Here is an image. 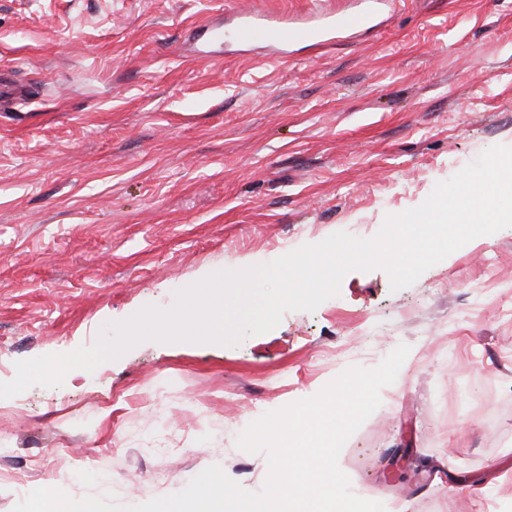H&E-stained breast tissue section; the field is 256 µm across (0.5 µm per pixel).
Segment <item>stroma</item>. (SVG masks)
<instances>
[{
  "label": "stroma",
  "instance_id": "stroma-1",
  "mask_svg": "<svg viewBox=\"0 0 512 512\" xmlns=\"http://www.w3.org/2000/svg\"><path fill=\"white\" fill-rule=\"evenodd\" d=\"M315 0H0V382L93 345L221 271L345 231L369 238L484 150L512 146V0H399L378 30L285 64L184 44L217 7ZM410 353L348 439L351 492L386 512H512V227L392 290L353 271L315 311L239 345L142 341L0 399V512L37 488L136 506L350 366ZM409 449L388 480L392 450Z\"/></svg>",
  "mask_w": 512,
  "mask_h": 512
}]
</instances>
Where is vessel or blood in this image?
Instances as JSON below:
<instances>
[{
  "label": "vessel or blood",
  "instance_id": "obj_1",
  "mask_svg": "<svg viewBox=\"0 0 512 512\" xmlns=\"http://www.w3.org/2000/svg\"><path fill=\"white\" fill-rule=\"evenodd\" d=\"M391 2L354 0L352 5L344 6L339 0H318L316 8L305 17L289 11L239 10L229 31L224 28V12L219 9L198 28L193 39L218 45L228 36L240 52H257L269 62L281 63L298 44L332 46L351 35L378 29L386 20Z\"/></svg>",
  "mask_w": 512,
  "mask_h": 512
}]
</instances>
